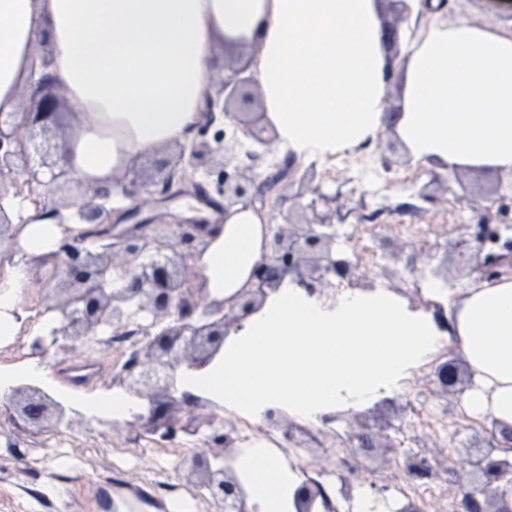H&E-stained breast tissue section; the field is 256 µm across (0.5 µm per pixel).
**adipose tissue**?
Segmentation results:
<instances>
[{
    "mask_svg": "<svg viewBox=\"0 0 512 512\" xmlns=\"http://www.w3.org/2000/svg\"><path fill=\"white\" fill-rule=\"evenodd\" d=\"M382 0H0V111L14 112L36 37L49 74L86 120L75 141L77 177L98 182L136 157L183 138L200 117L216 52L244 55L263 123L297 159L327 163L391 130L413 164L442 171L512 172V27L430 23L402 38L400 110L386 114L391 58ZM266 216L235 207L200 265L217 299L242 288L262 251ZM28 256L56 250L58 224L18 227ZM29 266L0 269V334ZM451 335L473 372L464 408L512 429V277L470 284L448 330L388 295L356 291L332 311L287 292L253 314L197 384L236 403L284 400L292 415L325 403L359 411L407 377ZM250 468L265 512H294L296 481L268 458Z\"/></svg>",
    "mask_w": 512,
    "mask_h": 512,
    "instance_id": "ef3b65f1",
    "label": "adipose tissue"
}]
</instances>
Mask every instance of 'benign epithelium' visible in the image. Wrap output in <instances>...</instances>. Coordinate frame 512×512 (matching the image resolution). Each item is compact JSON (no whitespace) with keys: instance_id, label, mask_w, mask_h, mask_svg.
Listing matches in <instances>:
<instances>
[{"instance_id":"1","label":"benign epithelium","mask_w":512,"mask_h":512,"mask_svg":"<svg viewBox=\"0 0 512 512\" xmlns=\"http://www.w3.org/2000/svg\"><path fill=\"white\" fill-rule=\"evenodd\" d=\"M225 68L229 73L224 75L217 96L206 94L200 125L210 127L220 119L232 127L231 135L220 130L212 142H172L167 145L168 156L153 168L133 167L113 178V187L133 202V210L152 202L151 187L157 184L167 188L176 179L216 165L227 166L238 157L244 138L262 149L260 153L247 152L248 159L254 161L272 153L274 140L255 131L253 114L259 107L256 79L245 75L244 66L227 62ZM26 97L30 108L0 112V200L18 197L25 189L32 192L37 185L51 187L54 194L74 183L83 188L81 194L54 202L46 215L62 224V210L75 207L82 223L95 224L101 235L112 237V225L106 223L110 211L103 205L106 195L75 175L72 146H60L49 135L58 125L62 89L43 78ZM274 168L256 193L259 174L254 166H236L235 175L224 177L220 184L224 212L237 206L280 208L283 182L298 184V199L308 192L319 194V188L311 187L315 172H299L294 159L288 157ZM14 224V215L0 208V243L14 238ZM203 228L202 224H169L159 217L154 224H139L122 234L119 246L91 251L77 246L73 229L65 226L53 253L55 265L50 276L59 279V287L42 289V300L47 310L58 314L54 341L60 348L87 341L107 320L114 326L124 324L132 303L151 317L152 338L133 352L117 377L118 384L148 402L137 423L149 432L168 435L188 427L209 430L208 453L183 458L179 477L206 489L214 512H251L249 493L235 471L218 465L234 452V423L221 422L210 413L183 420L182 399L173 392L172 378L182 365L206 364L224 346L225 337L241 330L245 320L286 282L328 309L336 307L341 294L333 279L349 288L363 283L355 274L356 266L336 252L334 215L312 200L300 206L297 219L287 216L284 223L268 227L260 259L242 288L227 299L212 298L207 289L195 283L199 276L196 264L209 246L208 238L218 235L223 226L213 225L206 235ZM469 257L477 271L485 269L489 278H500L505 275L503 269H512V241L499 253L484 255L479 247ZM437 377L443 387H453L459 382L458 368L447 362L437 369ZM0 401L27 430H42L47 424L56 426L64 421L74 425L58 403L34 387H16ZM267 420L282 428L285 438H293L292 425L280 410H269ZM462 464L463 470L482 477L480 485L462 490L467 512H512L511 458L468 454ZM295 507L296 512H329L331 503L319 483L307 481L296 491Z\"/></svg>"}]
</instances>
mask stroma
Returning <instances> with one entry per match:
<instances>
[{"label": "stroma", "instance_id": "35a3bbf8", "mask_svg": "<svg viewBox=\"0 0 512 512\" xmlns=\"http://www.w3.org/2000/svg\"><path fill=\"white\" fill-rule=\"evenodd\" d=\"M507 14L494 8L491 0H449L445 21L456 24L468 21L493 28L506 23ZM337 174L328 173L326 167H317L326 183L323 193H338L337 208L347 212L352 224L380 225L376 242L380 259L365 275L372 283L390 289L397 300L410 309L423 311L432 307L434 300L418 279L419 274L431 275L435 283L448 291L447 309L436 312L434 318L447 324L451 305L457 304L463 293L461 287L470 282H481L482 276L471 265L461 262L455 244L458 229L464 224L480 220L498 224L502 216L498 211V183L508 182L506 174H482L465 169L448 174L436 169L412 165L399 142L392 135L357 147L353 156L337 164ZM217 171L195 175L192 181L174 184L165 192L157 193L152 207L132 211L131 203L114 193L111 182L100 183L99 188L109 193L108 208L113 224H146L158 216L182 224L197 223L192 209L197 196L211 198L215 208L211 221H224V197L216 190ZM392 224H430L440 234L443 244L433 248L405 236L389 232ZM58 367L48 380L36 381V388L49 394L60 403L69 417L77 419L78 427L72 436L84 438L103 431L110 419L108 409L89 412L82 408V401L105 397L106 391L96 383L77 384L61 369L69 365L72 350L51 348L47 351ZM438 360H431L413 370L410 393L384 396L364 411H336L333 424L317 428L318 446L307 447L304 434H296L293 449L305 459L334 453L344 459L341 471L352 489H364L373 494L385 491L397 469V457L383 451L385 442L394 440L398 427L411 419L418 406L433 409L439 418L454 424L457 433L447 448H440L436 440L426 433L412 431L407 445L414 448L419 459L431 469L430 481L459 494L461 486L471 483V476L460 468V458L469 447L482 446L481 421H469L461 404L467 382L458 383L445 392L435 377ZM53 433L29 436V446L22 455L9 451L5 440H0V512H16L12 492L26 483L29 474L53 463ZM116 448H99L83 457L79 469L63 478L41 486L45 497L64 499L70 503V512H133L120 504V494L113 484L112 459ZM97 476L95 484H87L85 474Z\"/></svg>", "mask_w": 512, "mask_h": 512}]
</instances>
